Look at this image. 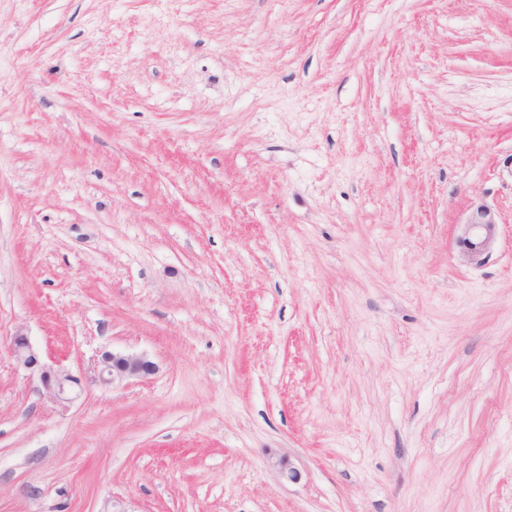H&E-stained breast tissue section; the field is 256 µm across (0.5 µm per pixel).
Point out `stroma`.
I'll return each mask as SVG.
<instances>
[{
	"label": "stroma",
	"mask_w": 512,
	"mask_h": 512,
	"mask_svg": "<svg viewBox=\"0 0 512 512\" xmlns=\"http://www.w3.org/2000/svg\"><path fill=\"white\" fill-rule=\"evenodd\" d=\"M113 500L512 512V0H0V512ZM464 224L469 226L468 233L473 234L462 238L464 251L471 260L479 262L493 236L496 215L489 207L481 205L471 212ZM10 353L18 368L37 379L40 395L59 404L71 403L81 395L82 380L59 363L46 361L24 333L14 336ZM156 364L145 353L104 351L96 366V381L110 386L131 380H145L156 371Z\"/></svg>",
	"instance_id": "obj_1"
}]
</instances>
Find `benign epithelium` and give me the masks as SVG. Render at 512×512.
Segmentation results:
<instances>
[{"mask_svg": "<svg viewBox=\"0 0 512 512\" xmlns=\"http://www.w3.org/2000/svg\"><path fill=\"white\" fill-rule=\"evenodd\" d=\"M466 224L472 236L462 238L461 243L467 256L478 262L493 236L496 215L481 205L471 212ZM10 353L18 368L37 379L39 394L59 404L71 403L81 395L82 380L59 363L45 360L27 335L19 332L14 336ZM155 371L156 364L145 353L104 351L97 361L96 379L100 385L110 386L145 380Z\"/></svg>", "mask_w": 512, "mask_h": 512, "instance_id": "7a95c632", "label": "benign epithelium"}]
</instances>
